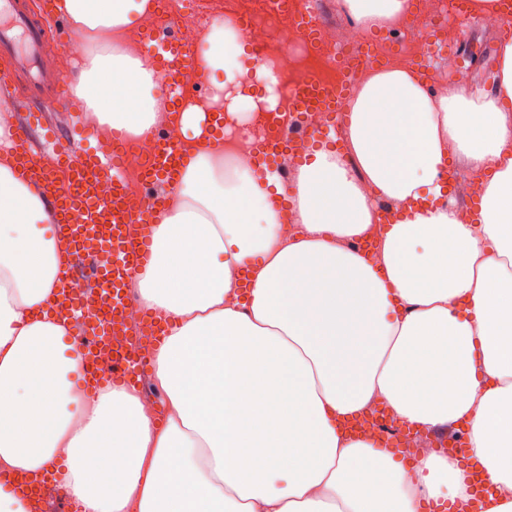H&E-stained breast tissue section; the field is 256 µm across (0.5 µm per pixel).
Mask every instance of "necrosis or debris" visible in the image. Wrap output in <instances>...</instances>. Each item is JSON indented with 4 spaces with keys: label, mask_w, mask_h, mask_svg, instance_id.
Here are the masks:
<instances>
[{
    "label": "necrosis or debris",
    "mask_w": 512,
    "mask_h": 512,
    "mask_svg": "<svg viewBox=\"0 0 512 512\" xmlns=\"http://www.w3.org/2000/svg\"><path fill=\"white\" fill-rule=\"evenodd\" d=\"M234 20L242 24V36L251 48L256 65L271 66L279 77L277 91L284 98L288 112L277 116L275 111L254 112L243 128H234L219 141V148L233 145L251 152L257 145L276 141L286 145L288 157L299 156L314 134L327 129L342 128L348 98L337 102L336 112L309 110L298 112L289 99V90L322 81L327 94H334L335 83L349 78L358 83L366 71L389 65L401 54L424 60L433 57L448 43V25L461 18L458 0H416V9L409 17L390 28L385 36L369 39L364 28L349 22L344 34L323 18L315 4H308L311 32H304L300 12L294 0H233ZM205 29L201 17L185 11L165 14L162 8L147 13L131 37L135 49H142L147 35L173 33L191 51L197 50ZM157 150L152 138L123 144L122 171L126 177L130 207L145 206L149 193L140 174L145 162ZM150 326L136 297H128L124 316L115 339L132 357L146 361L151 356L148 336Z\"/></svg>",
    "instance_id": "1"
}]
</instances>
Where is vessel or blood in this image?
Instances as JSON below:
<instances>
[{
  "label": "vessel or blood",
  "instance_id": "b4317fda",
  "mask_svg": "<svg viewBox=\"0 0 512 512\" xmlns=\"http://www.w3.org/2000/svg\"><path fill=\"white\" fill-rule=\"evenodd\" d=\"M48 19L31 13L23 0H0V58L10 64L8 75L0 77V86L9 87L16 75L29 76L31 108L17 123L13 143L15 168L27 182L41 186L47 204L57 217L56 232L71 244L69 264L64 272L60 295L64 302L77 307L89 318L90 335L79 346L81 370L85 382L92 387L104 381L127 386L136 385L139 371L124 357L115 355L112 329L123 317L126 282L149 262V226L164 206L155 189L173 185L180 173L182 153L171 140L159 143L156 155L141 172L143 185L151 189L150 203L140 211H132L121 178L112 181V192L101 195L98 186L117 159H102L77 148L73 141L58 143L60 161L48 169L39 162L40 148L32 131L42 122L40 105L45 93L61 78L49 66H42L37 77L29 72L41 44L47 38ZM157 61L173 73L179 87L194 66L188 49L173 39L153 37ZM172 92V104H179L180 94ZM349 90L348 83L336 87L335 96H327L319 83L291 90L297 110L320 109L332 112L338 97ZM94 284L92 301L82 299L86 284Z\"/></svg>",
  "mask_w": 512,
  "mask_h": 512
}]
</instances>
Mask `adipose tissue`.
<instances>
[{"label":"adipose tissue","instance_id":"adipose-tissue-1","mask_svg":"<svg viewBox=\"0 0 512 512\" xmlns=\"http://www.w3.org/2000/svg\"><path fill=\"white\" fill-rule=\"evenodd\" d=\"M365 29L411 0H346ZM152 0H57L96 41L75 92L85 118L132 140L171 112L154 59L125 37ZM209 99L245 123L276 109V73L244 69L231 19L204 32ZM494 93L429 90L408 67L371 71L342 148L313 150L292 185L213 151L205 113L179 116L181 175L129 288L165 328L153 354L167 396L157 425L137 388L83 406L54 290L68 253L42 190L14 173L0 124V474L57 472L84 512H457L473 494L459 461L405 467L344 422L373 401L425 431L465 430L488 512H512V39ZM480 175L468 220L445 171ZM396 205L375 261L347 246L376 221L367 187ZM291 201L298 233L285 236Z\"/></svg>","mask_w":512,"mask_h":512}]
</instances>
